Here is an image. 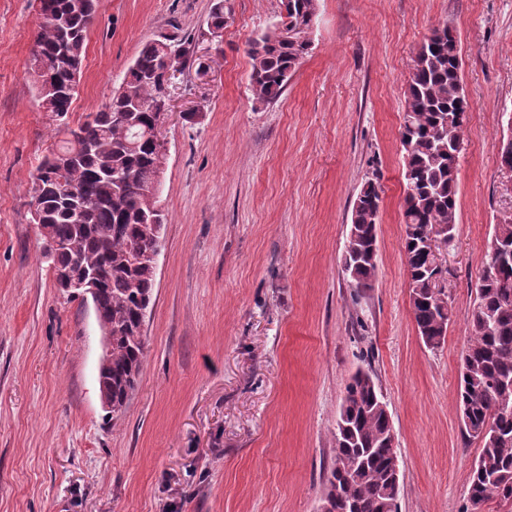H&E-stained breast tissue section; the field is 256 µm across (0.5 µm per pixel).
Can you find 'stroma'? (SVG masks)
I'll return each instance as SVG.
<instances>
[{
	"instance_id": "stroma-1",
	"label": "stroma",
	"mask_w": 512,
	"mask_h": 512,
	"mask_svg": "<svg viewBox=\"0 0 512 512\" xmlns=\"http://www.w3.org/2000/svg\"><path fill=\"white\" fill-rule=\"evenodd\" d=\"M97 0L66 117L41 111L34 0H0V512H317L345 386L380 387L401 464L399 512H468L477 441L458 412L460 356L495 224L512 213L496 162L512 120V0H320L312 49L261 104L247 44L282 0ZM463 52L469 109L456 229L440 251L453 307L427 347L401 241L404 91L441 25ZM186 60L162 128L166 215L148 353L125 414L98 388L92 303L68 297L37 247L36 166L108 101L141 45ZM379 174L378 270H343L354 199Z\"/></svg>"
}]
</instances>
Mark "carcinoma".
Segmentation results:
<instances>
[{"instance_id":"obj_1","label":"carcinoma","mask_w":512,"mask_h":512,"mask_svg":"<svg viewBox=\"0 0 512 512\" xmlns=\"http://www.w3.org/2000/svg\"><path fill=\"white\" fill-rule=\"evenodd\" d=\"M280 23L248 47L256 100L271 103L311 49L319 0H282ZM44 19L31 53L30 71L41 109L59 117L71 111L87 53L95 0H38ZM299 37L282 39L280 28ZM183 53L168 39L143 44L108 103L75 127L62 129V145L37 167L32 205L41 250L56 283L67 274L100 276L91 295L100 331L111 332L101 354L99 386L112 395L107 413L127 409L147 356L142 322L153 300V256L161 237L150 216L159 207L156 185L165 164L158 113L164 81ZM459 38L437 28L417 48L404 93L403 154L405 234L401 247L410 275L411 313L424 344L435 348L452 321L448 297L437 288L421 237L435 226L455 236L458 159L468 99L462 82ZM87 201L80 216L74 192ZM381 186L367 178L352 207L344 271L356 288H370L377 272ZM492 239L512 249V221H499ZM370 372L356 371L345 387L336 419V455L326 490L337 512H398L399 456L390 440L392 421ZM458 408L463 431L481 443L469 478V500L497 497L512 503V257L497 276L476 284L469 336L461 353Z\"/></svg>"}]
</instances>
